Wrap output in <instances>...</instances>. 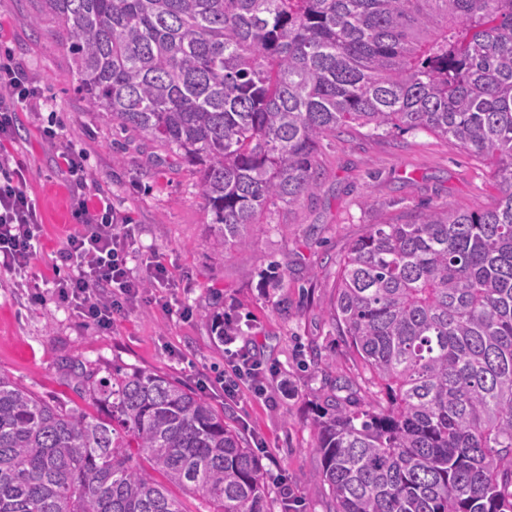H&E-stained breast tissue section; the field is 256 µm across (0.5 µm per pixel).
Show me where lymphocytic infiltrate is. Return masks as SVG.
Wrapping results in <instances>:
<instances>
[{"mask_svg":"<svg viewBox=\"0 0 512 512\" xmlns=\"http://www.w3.org/2000/svg\"><path fill=\"white\" fill-rule=\"evenodd\" d=\"M36 92L25 82L24 72L12 59L0 62V138L12 136L17 106L35 99ZM64 166L79 197L73 217L77 231L70 234L60 260L70 270L56 281L62 303L73 306L83 317L101 327L112 326L145 296L147 282L165 287L166 267L157 259L146 261L149 281L131 276L128 262L134 252L129 225L120 223L108 199L89 205L83 192L90 177L84 153L60 151ZM41 218L35 197L27 190L21 167L0 159V268L28 276L37 254ZM265 373L261 363L248 356L230 362L224 373V394L233 401L243 393L261 396Z\"/></svg>","mask_w":512,"mask_h":512,"instance_id":"lymphocytic-infiltrate-1","label":"lymphocytic infiltrate"}]
</instances>
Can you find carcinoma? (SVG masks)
<instances>
[{
  "instance_id": "carcinoma-1",
  "label": "carcinoma",
  "mask_w": 512,
  "mask_h": 512,
  "mask_svg": "<svg viewBox=\"0 0 512 512\" xmlns=\"http://www.w3.org/2000/svg\"><path fill=\"white\" fill-rule=\"evenodd\" d=\"M94 112L195 166L214 245L319 187L345 130L423 131L489 164L487 209L375 224L329 314L368 401L314 421L329 512H512V0H46ZM90 413L0 372V512H270L260 458L204 397L69 363Z\"/></svg>"
}]
</instances>
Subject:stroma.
<instances>
[{"instance_id": "1", "label": "stroma", "mask_w": 512, "mask_h": 512, "mask_svg": "<svg viewBox=\"0 0 512 512\" xmlns=\"http://www.w3.org/2000/svg\"><path fill=\"white\" fill-rule=\"evenodd\" d=\"M62 29L44 0H0V55L26 68L39 100L18 108L15 135L0 141V154L23 167L42 220L34 259L40 299L0 269V370L45 399L80 407L70 359L103 372L147 369L200 390L244 439L264 440L271 512H281L286 488L292 512H327L325 489L309 481L319 465L313 423L334 381L364 400L372 390L328 313L338 262L372 225L411 221L434 205L493 206L499 190L491 167L424 132L330 136L316 155L319 189L293 206L269 205L247 248L221 249L194 167L88 109L58 39ZM53 120L88 156L89 204L108 197L133 224L132 275L145 276L144 254L169 273L156 301L141 302L109 329L64 307L53 288L58 253L76 230L67 176L44 135ZM214 313L233 323V343L212 331ZM247 349L270 371L267 394L226 403L217 378L230 351Z\"/></svg>"}]
</instances>
